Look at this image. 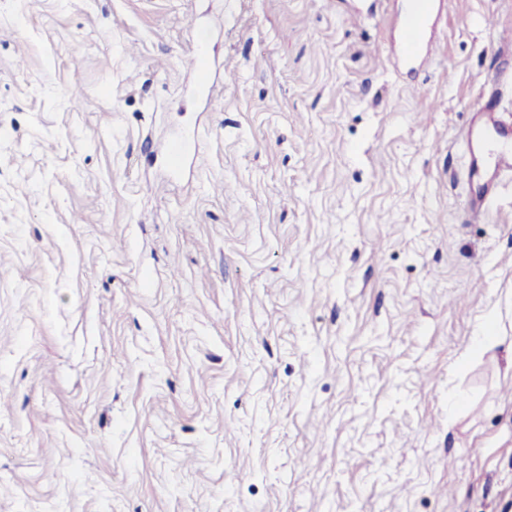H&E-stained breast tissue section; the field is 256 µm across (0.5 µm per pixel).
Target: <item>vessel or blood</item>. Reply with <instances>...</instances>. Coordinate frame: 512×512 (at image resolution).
<instances>
[{"label": "vessel or blood", "mask_w": 512, "mask_h": 512, "mask_svg": "<svg viewBox=\"0 0 512 512\" xmlns=\"http://www.w3.org/2000/svg\"><path fill=\"white\" fill-rule=\"evenodd\" d=\"M432 2L411 0V8L401 22L400 52L404 58L415 60L427 55L430 43L424 34L432 13ZM185 69L200 92L211 91L212 65L207 36L195 39ZM480 122V132L466 144L471 179L487 182L482 196L465 202L466 211L473 216L485 213L488 203L495 197L500 179L512 174V121L505 120L503 114L491 106L481 112Z\"/></svg>", "instance_id": "obj_1"}]
</instances>
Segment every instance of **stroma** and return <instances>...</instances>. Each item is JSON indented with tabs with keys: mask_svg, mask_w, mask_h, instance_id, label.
Returning a JSON list of instances; mask_svg holds the SVG:
<instances>
[{
	"mask_svg": "<svg viewBox=\"0 0 512 512\" xmlns=\"http://www.w3.org/2000/svg\"><path fill=\"white\" fill-rule=\"evenodd\" d=\"M405 2L0 0V512H512V0ZM411 8L401 21L400 52L406 59L426 57L430 40L424 39L433 0H412ZM202 35L195 39L193 48L189 53V60L183 68L189 72L197 89L203 93H210L212 89V65L208 48V36L201 28ZM482 128L467 137L471 180L489 176L486 192L480 198H467L465 209L471 216L482 215L494 199L500 179L512 173V121H506L501 112L489 106L480 112Z\"/></svg>",
	"mask_w": 512,
	"mask_h": 512,
	"instance_id": "35a3bbf8",
	"label": "stroma"
}]
</instances>
